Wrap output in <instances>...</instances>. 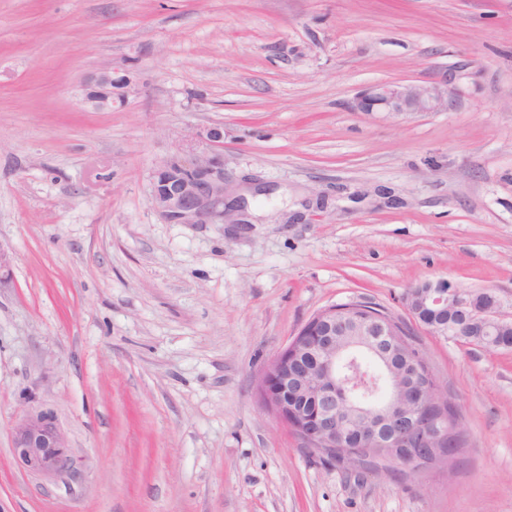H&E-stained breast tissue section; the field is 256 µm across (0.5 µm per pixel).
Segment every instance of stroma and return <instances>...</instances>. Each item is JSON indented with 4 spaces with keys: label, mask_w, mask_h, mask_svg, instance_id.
Wrapping results in <instances>:
<instances>
[{
    "label": "stroma",
    "mask_w": 512,
    "mask_h": 512,
    "mask_svg": "<svg viewBox=\"0 0 512 512\" xmlns=\"http://www.w3.org/2000/svg\"><path fill=\"white\" fill-rule=\"evenodd\" d=\"M133 79L112 109L105 70ZM444 81L439 112H358ZM224 131L248 224H171L158 166ZM0 512H512V351L408 288L512 308V0H0ZM406 324L462 409L455 470L323 463L260 396L318 311ZM51 414L73 471L19 467ZM113 84L120 86L119 89L123 90L122 93L118 94L122 98L125 96V92L128 91L131 82L129 79H114L112 70L108 69L97 76L93 80L92 85H90L91 90L86 94V100L88 103H90L93 108L98 110L112 109V97L114 93L103 92V95H99L96 94L95 91L98 87L107 89ZM412 318L432 336H448L472 344L476 338L492 350L512 349V315L499 295L488 289L461 290L447 279L428 280L404 296Z\"/></svg>",
    "instance_id": "obj_1"
}]
</instances>
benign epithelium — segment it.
Here are the masks:
<instances>
[{"label": "benign epithelium", "instance_id": "obj_1", "mask_svg": "<svg viewBox=\"0 0 512 512\" xmlns=\"http://www.w3.org/2000/svg\"><path fill=\"white\" fill-rule=\"evenodd\" d=\"M120 86L108 69L97 76L86 100L98 110L112 108L113 94L97 88ZM448 81L428 85L375 83L363 90L354 104L360 112H437L448 107ZM206 139L210 151L191 153L161 165L154 176V209L173 224L224 222V131L212 128ZM412 318L432 336L477 338L492 350L512 349V314L499 295L488 289L461 290L446 279L428 280L404 296ZM354 339L380 360L379 376L394 384L393 397L360 421L351 407L369 402L365 380L336 371L339 342ZM263 401L308 448L336 452L346 468L360 464L361 452L379 448H407L419 436L421 455H428L448 437L460 432L461 416L442 413L447 394L424 368L421 357L410 354L408 340L389 315L362 314L353 306L331 305L317 312L299 330L283 352L267 366L260 385ZM12 451L27 471L51 474L69 468L62 433L52 417L41 411L27 413L14 427Z\"/></svg>", "mask_w": 512, "mask_h": 512}]
</instances>
